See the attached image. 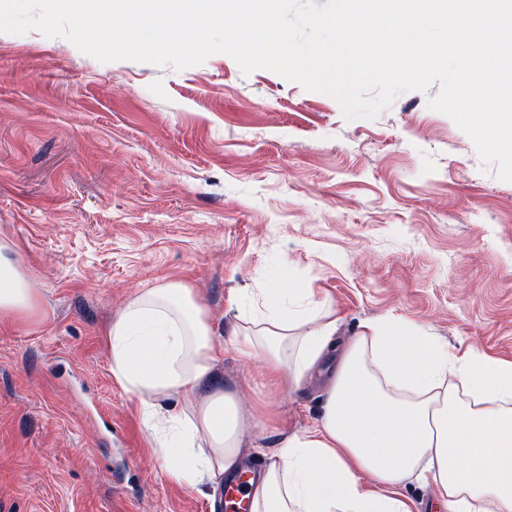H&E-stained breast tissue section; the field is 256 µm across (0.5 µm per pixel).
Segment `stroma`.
Masks as SVG:
<instances>
[{
    "label": "stroma",
    "mask_w": 512,
    "mask_h": 512,
    "mask_svg": "<svg viewBox=\"0 0 512 512\" xmlns=\"http://www.w3.org/2000/svg\"><path fill=\"white\" fill-rule=\"evenodd\" d=\"M439 92L349 121L225 54L179 71L0 32V241L35 294L0 317V512H211V487L162 473L110 372L104 329L150 283L196 288L246 411L261 363L228 339L234 297L261 283L316 288L340 342L397 316L512 360V182L429 108ZM323 391L270 393L278 427L247 445L269 454L312 425Z\"/></svg>",
    "instance_id": "stroma-1"
}]
</instances>
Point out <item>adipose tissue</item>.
<instances>
[{
  "label": "adipose tissue",
  "instance_id": "adipose-tissue-1",
  "mask_svg": "<svg viewBox=\"0 0 512 512\" xmlns=\"http://www.w3.org/2000/svg\"><path fill=\"white\" fill-rule=\"evenodd\" d=\"M0 242V316L34 304L27 278ZM234 347L259 359L273 389L325 379L320 420L287 434L251 479L249 512H413L402 487L433 485L446 512H512V361L458 356L405 319L363 324L335 340L336 313L315 289L258 288L235 300ZM110 370L135 398L168 478L223 486L247 462L248 425L275 423L268 402L250 412L216 376L224 344L195 288L138 289L105 331Z\"/></svg>",
  "mask_w": 512,
  "mask_h": 512
}]
</instances>
